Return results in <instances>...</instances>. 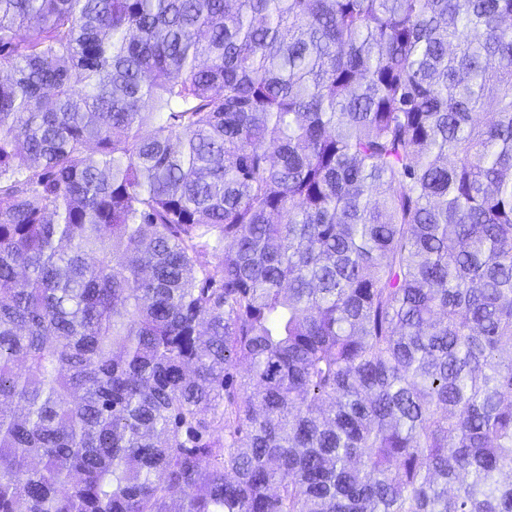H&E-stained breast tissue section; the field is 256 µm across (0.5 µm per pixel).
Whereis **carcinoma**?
I'll use <instances>...</instances> for the list:
<instances>
[{
  "mask_svg": "<svg viewBox=\"0 0 512 512\" xmlns=\"http://www.w3.org/2000/svg\"><path fill=\"white\" fill-rule=\"evenodd\" d=\"M0 512H512V0H0Z\"/></svg>",
  "mask_w": 512,
  "mask_h": 512,
  "instance_id": "carcinoma-1",
  "label": "carcinoma"
}]
</instances>
